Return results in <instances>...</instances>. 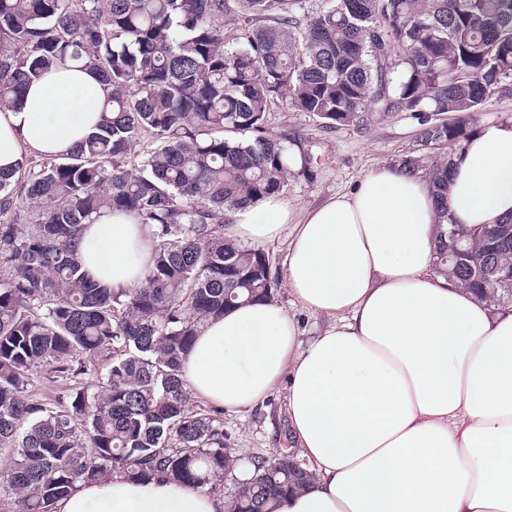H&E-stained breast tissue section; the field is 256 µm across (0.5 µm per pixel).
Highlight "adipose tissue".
Masks as SVG:
<instances>
[{"mask_svg":"<svg viewBox=\"0 0 512 512\" xmlns=\"http://www.w3.org/2000/svg\"><path fill=\"white\" fill-rule=\"evenodd\" d=\"M107 93L72 64L35 79L0 111V172L72 152ZM441 218L428 181L386 166L294 225L277 195L229 214L224 235L242 243L289 232L288 293L326 320L305 338L281 304H243L201 327L184 362L189 394L220 410L252 409L287 384L290 445L313 479L268 512H512V306L436 269ZM445 218L512 220V120L483 126L456 158ZM80 252L95 279L132 288L151 236L107 213L86 225ZM57 512H224V498L114 469L78 483Z\"/></svg>","mask_w":512,"mask_h":512,"instance_id":"obj_1","label":"adipose tissue"}]
</instances>
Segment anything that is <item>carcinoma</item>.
<instances>
[{
  "label": "carcinoma",
  "mask_w": 512,
  "mask_h": 512,
  "mask_svg": "<svg viewBox=\"0 0 512 512\" xmlns=\"http://www.w3.org/2000/svg\"><path fill=\"white\" fill-rule=\"evenodd\" d=\"M67 63L110 88L97 131L0 174V489L15 494L13 512H57L110 469L213 492L229 477L226 512H265L313 474L270 453L242 467L222 413L190 402L181 368L208 320L275 299L269 253L224 237L227 212L313 176L317 144L269 133L271 107L330 130L412 113L420 148L397 168L426 178L446 216L473 115L512 95V0H330L301 29L288 0H0V108ZM112 211L151 228L152 266L129 290L92 279L80 259L84 226ZM454 229L464 254L448 264L445 230L436 266L505 303L482 270L512 265V223ZM41 371L67 392L34 400Z\"/></svg>",
  "instance_id": "1"
}]
</instances>
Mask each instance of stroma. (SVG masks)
I'll return each mask as SVG.
<instances>
[{
    "mask_svg": "<svg viewBox=\"0 0 512 512\" xmlns=\"http://www.w3.org/2000/svg\"><path fill=\"white\" fill-rule=\"evenodd\" d=\"M267 127L271 133L288 129L319 143V166L313 179H289L282 196L293 219L330 197L354 189L358 181L380 166L395 161L418 145L421 126L408 112L374 118L363 128L326 129L306 112L273 108ZM286 392L278 390L254 409L224 412V432L241 458L287 447Z\"/></svg>",
    "mask_w": 512,
    "mask_h": 512,
    "instance_id": "35a3bbf8",
    "label": "stroma"
}]
</instances>
